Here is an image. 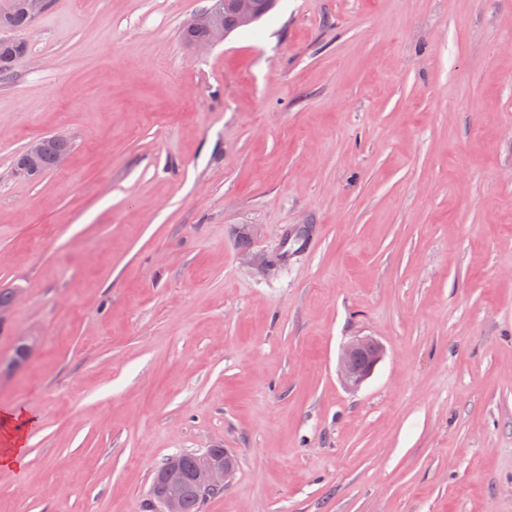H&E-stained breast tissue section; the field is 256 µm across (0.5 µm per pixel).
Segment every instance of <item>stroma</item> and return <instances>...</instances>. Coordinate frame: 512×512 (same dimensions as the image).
<instances>
[{
	"instance_id": "stroma-1",
	"label": "stroma",
	"mask_w": 512,
	"mask_h": 512,
	"mask_svg": "<svg viewBox=\"0 0 512 512\" xmlns=\"http://www.w3.org/2000/svg\"><path fill=\"white\" fill-rule=\"evenodd\" d=\"M48 0L0 79V512H512V0ZM61 135L60 169L14 157ZM355 336L385 354L359 389ZM261 1L262 0H232L231 5L236 12L229 3H224V23L222 20L214 23L210 38L203 43L193 45V47L202 49L223 41L226 36L224 31H226L227 34H231L243 27L239 18L244 26L253 23L262 9L263 4ZM384 356L383 346L376 340L359 336L346 343L338 355V373L349 389L360 387L374 372ZM28 459L26 442L22 435H11L8 448H0V469H20ZM224 454V460L218 461L212 450L196 454L198 485L206 486L222 492H209L194 485L185 495L181 504V512H202L205 502L211 497L223 493L232 481L235 466L226 461L229 455L224 448H212ZM193 452H183L169 458L157 471L152 485V493L159 501L158 495L160 488L166 481L180 480L190 481V478L195 469V459ZM175 463V465H173ZM174 467L177 470L172 471Z\"/></svg>"
}]
</instances>
